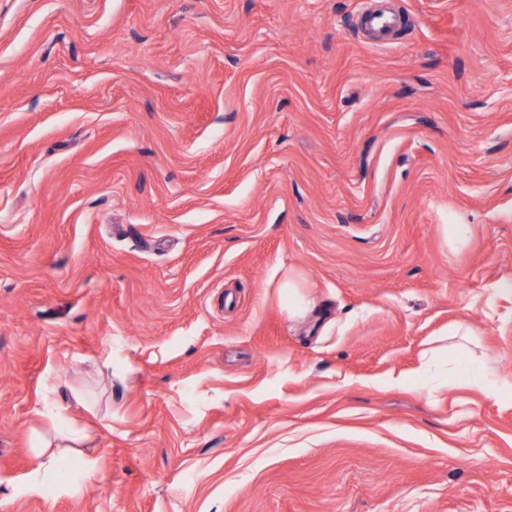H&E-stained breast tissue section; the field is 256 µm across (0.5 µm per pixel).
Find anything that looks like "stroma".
<instances>
[{
	"label": "stroma",
	"mask_w": 512,
	"mask_h": 512,
	"mask_svg": "<svg viewBox=\"0 0 512 512\" xmlns=\"http://www.w3.org/2000/svg\"><path fill=\"white\" fill-rule=\"evenodd\" d=\"M365 2L0 0V512H512V0ZM404 18L399 9L385 4L367 10L361 18L360 26L373 39V45L384 46L388 45L391 35ZM54 385H46L42 392V407L37 411L40 415L52 418V436H41L33 449L37 464L31 471L28 488L32 491L45 494L53 489L50 478L56 472L59 461L63 457L80 455L77 450L88 440L85 429L70 427L62 430L58 427V413L53 401Z\"/></svg>",
	"instance_id": "1"
}]
</instances>
